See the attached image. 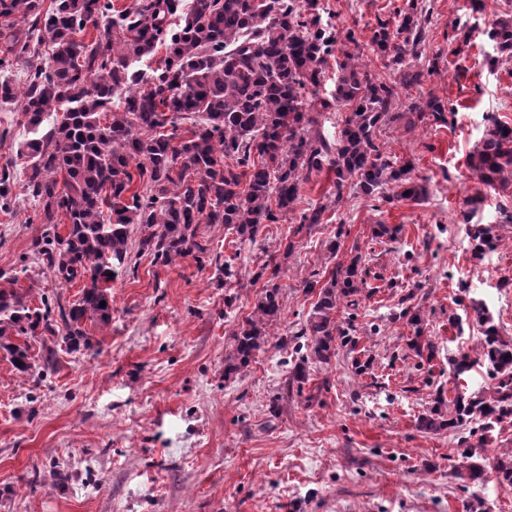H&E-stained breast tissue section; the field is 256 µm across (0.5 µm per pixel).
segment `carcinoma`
Returning <instances> with one entry per match:
<instances>
[{
    "mask_svg": "<svg viewBox=\"0 0 512 512\" xmlns=\"http://www.w3.org/2000/svg\"><path fill=\"white\" fill-rule=\"evenodd\" d=\"M394 14L378 20L364 46L354 32L338 37L322 25L318 0H136L120 11L112 0H54L48 11L41 0H0V70L20 65L26 74L20 92L0 84V103L21 102L33 134L18 150L28 158L25 190L42 223L52 225L32 241V252L64 282L83 281L82 297L59 311L69 349H92L85 324L112 321V276L127 266L133 224L154 260L169 265L191 256L203 268L213 258L209 243L198 239L199 225L222 224L252 242L261 225L294 210L301 182L325 168L334 174L337 203L353 179L364 194L385 202L422 200L425 187L409 177L412 161L385 156L376 129L402 119L408 130L430 117L444 123L455 109L435 96L400 103L399 89L421 84L423 73L411 61L420 58L426 16L415 0ZM100 19L104 38L76 39ZM45 36L53 45L47 64L39 61ZM491 37L500 52L511 54L512 17L497 20ZM160 44L167 47L162 66L140 72ZM336 52L334 93L319 101L323 110L344 113L331 142L317 128L309 96L317 94L327 58ZM369 52L400 66L399 79H369L363 63ZM115 98L123 108L103 119ZM187 122L192 129L185 136L179 128ZM475 170L486 185H512V126L489 131ZM325 211L318 206L302 213L298 230H314ZM64 219L68 228L61 235L55 226ZM472 239L479 254L499 245L486 225L475 226ZM359 263L355 256L346 265L335 263L326 281H305V293L316 292L318 299L298 334L307 343L293 347L299 360L288 389L299 395L309 364H328L338 345L353 342L336 312L343 303L357 306ZM42 304L32 309L16 291L0 288V349L36 383L55 370V350L46 349L35 370L30 346L13 339L57 335L50 303ZM281 310L279 289L266 286L234 333L224 378L249 367ZM474 312L485 325L478 355L498 379L496 395H457L454 417L444 419L437 406L420 419L427 431L476 417L487 420L486 430L512 417V349L481 308ZM475 455L473 447L464 450L468 463L456 477H482ZM495 470L500 484L511 488L512 456L499 459Z\"/></svg>",
    "mask_w": 512,
    "mask_h": 512,
    "instance_id": "1",
    "label": "carcinoma"
}]
</instances>
